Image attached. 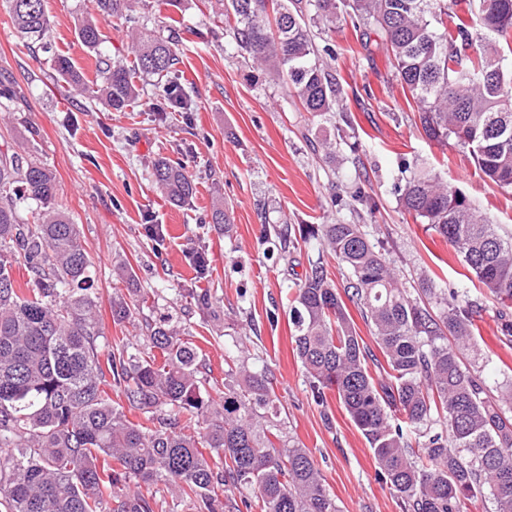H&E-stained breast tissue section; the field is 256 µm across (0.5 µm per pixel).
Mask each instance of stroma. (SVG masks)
Masks as SVG:
<instances>
[{
  "label": "stroma",
  "instance_id": "obj_1",
  "mask_svg": "<svg viewBox=\"0 0 512 512\" xmlns=\"http://www.w3.org/2000/svg\"><path fill=\"white\" fill-rule=\"evenodd\" d=\"M86 6L45 0L51 37L33 51L0 7V74L9 77L13 96L9 111L0 112V148L29 143L57 177L56 204L78 224L93 260L101 352L121 339L141 342L140 318L112 321L113 299L126 296L128 285L141 288L155 299L152 318H169L193 335L212 395L224 390L226 355L270 371L281 411L275 434L310 451L341 512H404L335 392H327L325 404L315 402L293 353L288 296L320 257L319 247L300 241L280 249L272 230L358 220L408 288L430 281L466 291L480 335L464 362L497 394L512 386V341L502 339L499 307L453 246L403 209L394 184L400 169L426 164L505 234L512 233V189L485 182L455 142L439 145L419 134L386 52L364 49L351 22L315 36L344 93L342 111L316 117L284 83L248 67L225 33L223 0H180L175 7L139 0L127 16L102 23L100 49L129 66L132 29H175L189 109H171L146 80L137 101L109 112L90 93L70 92L53 69L64 55L95 83L94 59L75 36ZM326 139L336 143L335 159L319 149ZM162 156L193 175L190 205H171L157 188L152 165ZM357 189L364 200L353 198ZM218 204L229 210L231 235L209 222ZM149 224L167 227L162 244L147 237ZM196 252L208 260L199 281L189 266ZM323 260L344 287L347 270L334 257ZM192 287L209 293V306L189 296Z\"/></svg>",
  "mask_w": 512,
  "mask_h": 512
}]
</instances>
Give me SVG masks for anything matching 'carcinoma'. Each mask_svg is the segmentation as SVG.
I'll return each mask as SVG.
<instances>
[{"instance_id": "1", "label": "carcinoma", "mask_w": 512, "mask_h": 512, "mask_svg": "<svg viewBox=\"0 0 512 512\" xmlns=\"http://www.w3.org/2000/svg\"><path fill=\"white\" fill-rule=\"evenodd\" d=\"M0 2L28 46L46 42L44 0ZM89 2L76 35L103 78L95 98L123 111L140 95V73L187 109L175 32L132 34L130 69L101 55L98 22L123 16L134 0ZM311 9L326 33L349 14L363 47L388 53L422 134L438 144L454 139L489 182L512 188V70L497 48L512 35V0H476L471 27L461 23L454 35L445 26L448 0H226V32L251 67L285 81L306 111L321 116L336 111L343 89L316 61ZM56 72L83 88L68 57H57ZM154 176L172 205L193 201L196 182L183 164L160 158ZM395 189L405 211L452 244L495 300L512 307V236L425 166ZM57 191L55 174L33 151L0 149V512H156L163 487L184 512H340L310 453L268 437L277 406L266 372L225 357L224 393L215 400L199 347L164 318L146 322L144 348L123 343L101 362L92 261L78 225L56 207ZM27 202L40 208L36 224L21 217ZM211 223L232 230L222 207ZM294 234L320 242L349 273L341 294L323 263L312 261L290 299L296 356L317 401L336 392L406 512H467L478 496L496 512H512V388L493 395L463 362L477 329L466 292L428 285L412 297L360 224L275 229L283 246ZM17 257L35 287L15 279ZM139 292L112 301L113 322L144 310ZM345 297L373 329L382 380L370 373L369 364L381 361L352 330ZM110 377L124 384L139 421L112 402ZM234 489L250 496L238 501Z\"/></svg>"}]
</instances>
